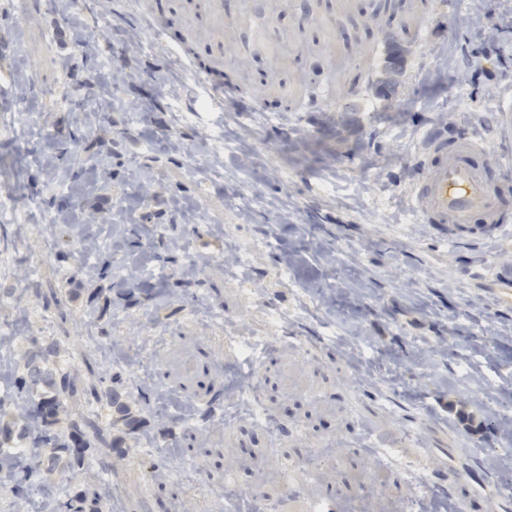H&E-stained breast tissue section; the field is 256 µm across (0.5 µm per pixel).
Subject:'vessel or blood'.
Returning <instances> with one entry per match:
<instances>
[{"mask_svg":"<svg viewBox=\"0 0 512 512\" xmlns=\"http://www.w3.org/2000/svg\"><path fill=\"white\" fill-rule=\"evenodd\" d=\"M488 150V144L473 135L452 138L440 128L426 135L414 194L425 223L471 227L489 238L502 235L512 219V204L479 162Z\"/></svg>","mask_w":512,"mask_h":512,"instance_id":"obj_1","label":"vessel or blood"}]
</instances>
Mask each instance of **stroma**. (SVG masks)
I'll use <instances>...</instances> for the list:
<instances>
[{
    "label": "stroma",
    "instance_id": "1",
    "mask_svg": "<svg viewBox=\"0 0 512 512\" xmlns=\"http://www.w3.org/2000/svg\"><path fill=\"white\" fill-rule=\"evenodd\" d=\"M509 13L224 0L214 28L181 0H0V392L54 342L140 420L68 400L60 428L95 417L128 451L104 473L96 441L31 479L33 512L100 484L118 512H512V298L493 283L512 240L448 235L413 196L436 126L512 170ZM208 71L231 88L218 110Z\"/></svg>",
    "mask_w": 512,
    "mask_h": 512
}]
</instances>
